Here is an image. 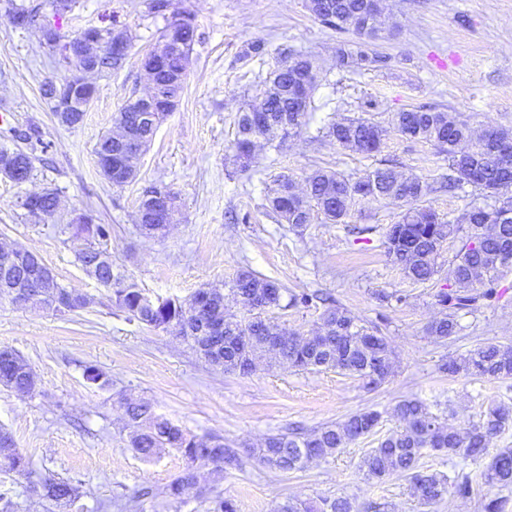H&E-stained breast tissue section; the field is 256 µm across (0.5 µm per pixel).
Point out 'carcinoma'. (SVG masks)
Wrapping results in <instances>:
<instances>
[{
  "label": "carcinoma",
  "instance_id": "1",
  "mask_svg": "<svg viewBox=\"0 0 512 512\" xmlns=\"http://www.w3.org/2000/svg\"><path fill=\"white\" fill-rule=\"evenodd\" d=\"M7 13L18 19L16 27H39L43 44L67 37L62 32L63 17L73 10L76 0H41L39 3L15 4L8 0ZM169 0H149V12L164 19L153 49L145 55V66L153 70L154 101L151 119L144 118L138 99L130 97L115 118L112 132L101 136L95 155L101 173L112 169L106 180L121 187L129 183L135 157L127 154L129 143L150 145L157 129L185 88L188 65L197 41L198 25L192 12L167 16ZM308 9L324 26L358 38H373L378 28L375 19L383 13V0H308ZM388 57L362 47L339 49L337 63L342 68L381 67ZM124 58L89 61L96 77L120 70ZM317 80L315 62L309 57L291 58L271 72L261 103L240 112L233 147L239 168L248 171L256 160V143L278 149L283 142L301 132L306 125L310 96ZM73 87L65 81L43 85L42 93L56 103L70 97ZM393 127L410 139L434 143L448 160L446 187L470 185L483 197L472 203L455 220H447L429 204L432 187L416 176H407L396 166L379 161L361 177L317 168L305 178V190L298 192L292 177L282 174L274 180L267 201L272 211L287 224L303 227L320 214L329 224H342L358 201L381 200L401 208L399 220L385 233L387 253L404 275L416 282H429L438 273L437 259L449 238L463 235L456 255L453 283L441 288L435 298L446 314L429 326L430 335L446 342L457 333L456 314L473 311L499 294V278L512 267V131L491 127L473 136L464 119H451L443 109L414 107L395 113ZM323 135L340 145L373 158L380 153L383 130L369 117L336 122ZM29 150L1 149L5 165L20 169V176L30 180L35 152L49 150L42 131L35 124L18 134ZM178 210L177 196L165 187L151 186L143 191L139 204V224L148 236L161 234L172 223ZM63 232L83 242L78 251L81 265L94 264L95 280L111 291L116 307L131 320L165 332H175L188 342L210 365L226 373H250L257 361L270 359L286 363L297 371L342 370L362 381L373 391L388 381L395 358L383 329L366 327L350 310L331 304L321 314V330L311 336L289 337L285 328L273 327L264 314L274 308H308L315 300L328 298L314 293H290L277 280L262 277L248 268L240 269L229 285V296L248 308L250 316L241 320L224 314L225 295L202 288L187 299L158 298L146 295L138 284L114 270L112 255L102 246L112 232V225L66 224ZM12 285L37 296V304L62 314L83 310L82 294H62L32 278L27 267L17 263ZM288 302H283L284 294ZM441 373L493 379L512 378V344L489 342L460 358L442 361ZM0 385L18 393L35 391L37 377L29 363L16 351L0 349ZM400 421L398 430L378 439L362 459V468L370 478L390 476L410 479L414 495L427 505L439 504L448 493L467 496L473 491L468 473L449 477L429 472L419 465L427 453L463 456L477 461L489 453L490 439L512 423V410L491 405L479 422L467 427L445 423L430 407L417 398H406L393 408ZM382 419L377 410L357 411L341 422L325 423L312 432H290L266 437L258 459L268 469L288 473L304 468L312 458H328L347 443L374 433ZM129 446L143 458H151L165 448L179 452L187 467L167 487L166 497L174 505L184 502L191 491L209 503L206 512H238L232 499L217 487L229 469L244 465L243 455L232 440L197 437L155 413L146 401H128L125 407ZM211 465V486L203 488L194 463ZM0 473L26 480L29 496L49 503L60 512L74 505L79 497L77 485L51 477L31 478L30 459L16 446L7 430L0 428ZM485 484L491 487L512 486V448L497 451L482 471ZM151 491L138 490L109 503L116 512H143L144 501ZM274 512H353L346 497L318 501L287 498Z\"/></svg>",
  "mask_w": 512,
  "mask_h": 512
}]
</instances>
